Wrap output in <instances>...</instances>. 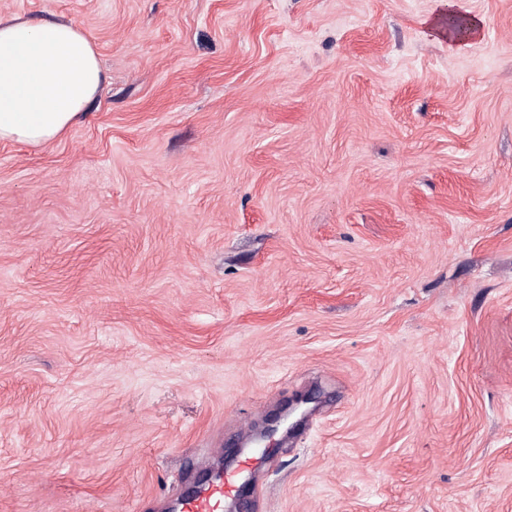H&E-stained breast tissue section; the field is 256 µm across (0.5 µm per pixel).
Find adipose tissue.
Segmentation results:
<instances>
[{
  "instance_id": "adipose-tissue-1",
  "label": "adipose tissue",
  "mask_w": 512,
  "mask_h": 512,
  "mask_svg": "<svg viewBox=\"0 0 512 512\" xmlns=\"http://www.w3.org/2000/svg\"><path fill=\"white\" fill-rule=\"evenodd\" d=\"M103 81L96 49L74 23L0 18V141L60 139Z\"/></svg>"
}]
</instances>
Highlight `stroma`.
I'll list each match as a JSON object with an SVG mask.
<instances>
[{
    "label": "stroma",
    "instance_id": "stroma-1",
    "mask_svg": "<svg viewBox=\"0 0 512 512\" xmlns=\"http://www.w3.org/2000/svg\"><path fill=\"white\" fill-rule=\"evenodd\" d=\"M0 0L105 81L0 141V512H512V0ZM305 424L263 455L266 419ZM250 469V459L246 458L237 471L221 470L211 474L178 500L179 512H224L229 504L239 500L245 482L240 483V474Z\"/></svg>",
    "mask_w": 512,
    "mask_h": 512
}]
</instances>
